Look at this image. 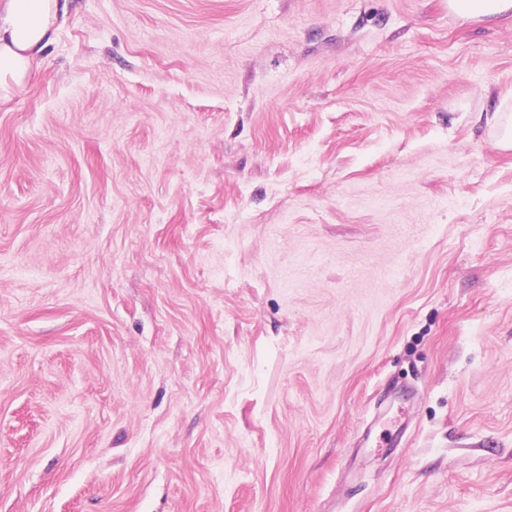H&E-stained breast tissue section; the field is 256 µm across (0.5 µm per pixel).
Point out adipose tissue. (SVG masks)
<instances>
[{
	"label": "adipose tissue",
	"mask_w": 512,
	"mask_h": 512,
	"mask_svg": "<svg viewBox=\"0 0 512 512\" xmlns=\"http://www.w3.org/2000/svg\"><path fill=\"white\" fill-rule=\"evenodd\" d=\"M65 13L66 0H5L0 5V102L36 76Z\"/></svg>",
	"instance_id": "adipose-tissue-1"
}]
</instances>
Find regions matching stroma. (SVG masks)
Wrapping results in <instances>:
<instances>
[{"label":"stroma","instance_id":"obj_1","mask_svg":"<svg viewBox=\"0 0 512 512\" xmlns=\"http://www.w3.org/2000/svg\"><path fill=\"white\" fill-rule=\"evenodd\" d=\"M512 21L68 0L0 103V512H512Z\"/></svg>","mask_w":512,"mask_h":512}]
</instances>
